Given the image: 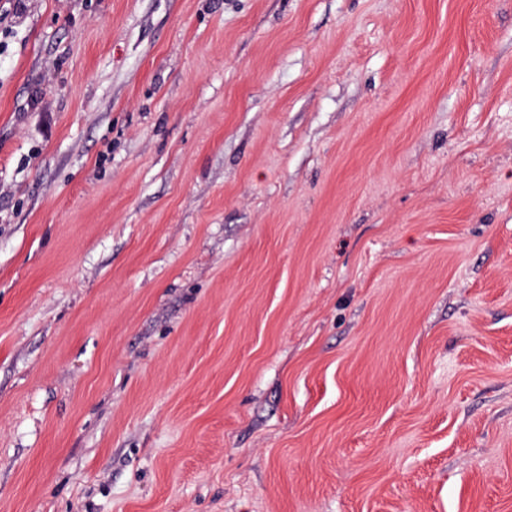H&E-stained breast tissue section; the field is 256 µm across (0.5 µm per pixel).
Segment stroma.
I'll return each mask as SVG.
<instances>
[{
  "label": "stroma",
  "instance_id": "1",
  "mask_svg": "<svg viewBox=\"0 0 512 512\" xmlns=\"http://www.w3.org/2000/svg\"><path fill=\"white\" fill-rule=\"evenodd\" d=\"M0 512H512V0H0Z\"/></svg>",
  "mask_w": 512,
  "mask_h": 512
}]
</instances>
